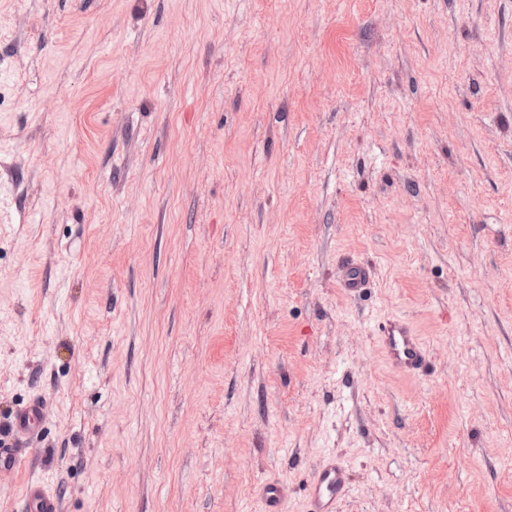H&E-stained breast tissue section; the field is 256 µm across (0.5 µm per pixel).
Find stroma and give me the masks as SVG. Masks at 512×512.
<instances>
[{
  "mask_svg": "<svg viewBox=\"0 0 512 512\" xmlns=\"http://www.w3.org/2000/svg\"><path fill=\"white\" fill-rule=\"evenodd\" d=\"M35 400L0 512H303L332 454L341 512H512V0H0V435ZM376 336L388 361L398 371L417 377L429 370L431 358L428 349L405 320L385 318L377 324ZM42 404L32 402L20 410L15 417V427L20 434H29L41 416ZM25 496L35 512H60L58 499L42 484H28L25 488Z\"/></svg>",
  "mask_w": 512,
  "mask_h": 512,
  "instance_id": "1",
  "label": "stroma"
}]
</instances>
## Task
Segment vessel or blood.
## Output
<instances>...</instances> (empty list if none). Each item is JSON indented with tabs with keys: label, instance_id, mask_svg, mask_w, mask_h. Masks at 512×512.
<instances>
[{
	"label": "vessel or blood",
	"instance_id": "vessel-or-blood-1",
	"mask_svg": "<svg viewBox=\"0 0 512 512\" xmlns=\"http://www.w3.org/2000/svg\"><path fill=\"white\" fill-rule=\"evenodd\" d=\"M376 335L383 353L398 371L417 377L429 370V352L405 320L385 318L377 324ZM350 491L347 469L335 458H323L308 486L306 512H339ZM25 496L33 512H59L57 498L41 484H28Z\"/></svg>",
	"mask_w": 512,
	"mask_h": 512
}]
</instances>
